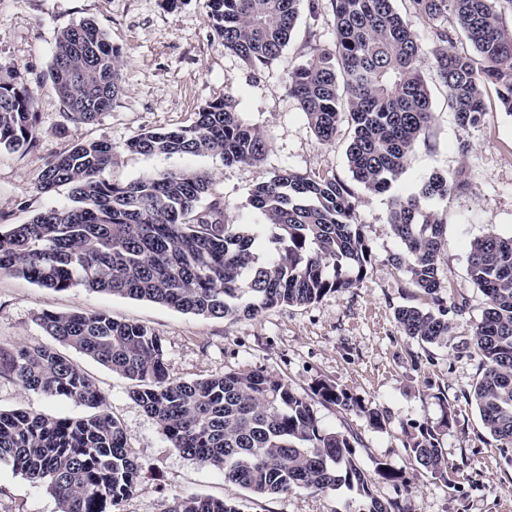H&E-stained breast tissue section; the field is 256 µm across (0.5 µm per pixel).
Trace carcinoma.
I'll return each mask as SVG.
<instances>
[{
    "mask_svg": "<svg viewBox=\"0 0 512 512\" xmlns=\"http://www.w3.org/2000/svg\"><path fill=\"white\" fill-rule=\"evenodd\" d=\"M335 40L316 45L288 73V90L309 128L324 142L342 124L351 135L346 159L354 181L384 193L404 170L432 120L431 94L421 71L426 55L412 18L446 13L471 43L472 56L442 45L432 67L454 105L462 129L484 113V90L497 87L512 115V29L501 22V3L512 0H409L403 15L395 0H331ZM300 0H207L212 27L224 49L257 70L288 45ZM122 53L93 20L61 30L48 77L69 119L89 124L112 108L123 91ZM16 76L0 75V150L19 151L36 138L39 115ZM142 155L192 154L224 164L256 165L268 143L244 122L229 100L208 103L194 122L151 129L125 144ZM114 150L105 140H82L50 159L39 189L69 187L68 203L51 206L0 233V273L56 291L82 287L224 319L258 317L278 306L310 304L329 292L356 287L373 254L353 220L351 186L336 175L281 171L258 182L249 205L258 224H228L224 199L207 175L167 171L125 184L105 173ZM463 171L431 175L416 191L392 199L388 223L401 244L390 256L429 307L400 306L401 332L426 344L446 345L451 333L439 257L447 216L428 208L466 188ZM469 276L487 303L470 343L482 361L470 397L483 427L512 448V236L493 231L470 244ZM41 328L113 372L135 382L133 398L162 428L171 447L219 471L224 482L258 498L293 489L328 495L356 493L354 512H406L383 501L355 456L356 436L321 427L309 400L287 381L263 370L228 372L192 381L169 380L161 336L103 312L43 311ZM0 377L92 409L81 417L0 411V462L55 497L59 512H119L134 494L141 467L127 448L121 425L85 373L46 346L0 352ZM312 394L343 411L364 415L374 427L383 416L333 383ZM408 449L414 464L448 480L439 434L418 426ZM379 479L404 486L400 471L378 464ZM165 512H239L229 501L177 496Z\"/></svg>",
    "mask_w": 512,
    "mask_h": 512,
    "instance_id": "carcinoma-1",
    "label": "carcinoma"
}]
</instances>
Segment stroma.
<instances>
[{
  "label": "stroma",
  "instance_id": "35a3bbf8",
  "mask_svg": "<svg viewBox=\"0 0 512 512\" xmlns=\"http://www.w3.org/2000/svg\"><path fill=\"white\" fill-rule=\"evenodd\" d=\"M94 20L121 48L123 92L117 103L90 124L69 120L46 78L57 33ZM334 38L330 0L300 5L291 39L279 59L259 71L225 51L215 35L206 0H0V68L13 70L33 95L39 112L35 143L0 150V232L28 222L51 205L66 203L67 187L41 193L37 178L45 163L80 140H106L114 147L106 176L126 183L166 170L208 173L212 192L227 206L232 224L255 222L247 204L255 184L284 170L332 172L351 180L346 159L350 130L341 126L332 142L308 127L286 87L288 74L309 57V47ZM423 74L431 92L432 121L390 191L355 185L353 220L361 224L374 259L356 287L327 293L302 306H281L250 318L212 319L128 297L82 288L55 291L26 279L0 274V350L24 345L56 347L36 321L43 311H102L113 319L146 325L163 339L170 380L190 381L232 371L262 369L279 376L301 395L326 380L365 399L384 415L383 427L364 416L311 401L320 425L350 430L358 437L356 458L374 477L384 499L401 498L407 512H512V452H501L484 429L474 403L466 401L480 373V359L462 343L486 306L471 282V241L488 232L512 236V115L501 108L494 88L484 94L486 114L474 128L461 129L445 88L431 68ZM231 99L242 118L268 142L258 165L224 164L210 156H147L128 152L126 142L146 129L190 125L207 103ZM464 170L468 186L434 201L448 217L440 275L450 283L455 310L449 311L446 345L404 336L395 311L416 304L407 277L389 263L401 249L388 223L391 199L417 190L433 173ZM107 399L127 445L142 467L137 491L121 512H165L172 497L202 495L233 500L240 512H350L353 492L324 496L293 490L269 498L225 484L215 469L171 448L159 424L136 402L131 380L89 356L61 348ZM0 410L51 417H79L87 407L27 390L0 378ZM425 424L437 428L448 461V481L415 467L407 434ZM404 472L406 489L377 479L378 464ZM0 512H58L54 497L0 462Z\"/></svg>",
  "mask_w": 512,
  "mask_h": 512
}]
</instances>
